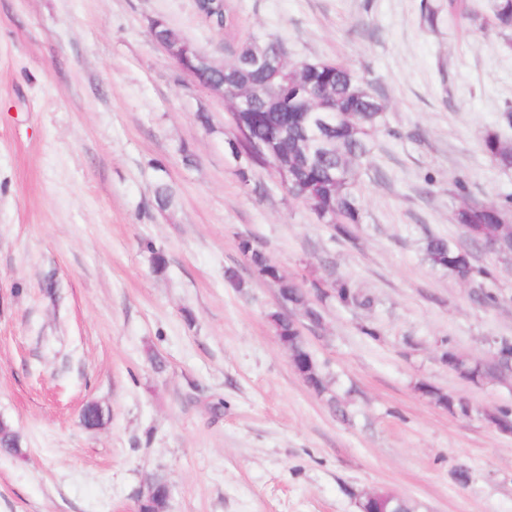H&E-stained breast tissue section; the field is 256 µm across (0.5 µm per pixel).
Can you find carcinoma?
Returning <instances> with one entry per match:
<instances>
[{
  "label": "carcinoma",
  "mask_w": 512,
  "mask_h": 512,
  "mask_svg": "<svg viewBox=\"0 0 512 512\" xmlns=\"http://www.w3.org/2000/svg\"><path fill=\"white\" fill-rule=\"evenodd\" d=\"M197 10L216 31H229L234 26L233 17L221 0L206 3L199 0ZM448 14L468 19L482 29L488 22L501 29H512V0H487L485 9L477 11L468 0H447ZM155 40H184L164 21L155 20L150 25ZM288 44L277 37H250L240 44L233 58L220 67L212 63L193 62L198 82L204 86L233 81L238 92L249 98V108L239 112L232 121L237 136L232 148L239 149L255 163H264L271 142H279L282 154H288L289 194L302 199L318 219L333 225L342 234L348 225L358 224L362 218V198L358 188V172L368 161L373 139L384 119L385 103L373 86L356 76L338 61H316L292 65L285 61L281 67L245 66L243 62L255 53L283 57ZM325 105L336 109L330 125L315 122L316 112L306 108ZM483 150L490 161L499 168L512 169V139L497 132H489L483 140ZM176 191L167 182L155 188L154 202L160 211L169 210L175 202ZM512 208V194L504 196L500 205L481 206L465 203L456 213L457 223L476 229L474 237L487 243L502 235L508 236L512 224L503 212ZM258 273L272 270V263L260 250L247 240L239 244ZM426 260L435 268L448 271L459 279L479 276L492 278L485 268L476 269L469 253L448 240L430 236L425 243ZM279 296L282 302L311 324L321 321V311L295 283L276 273ZM325 298H333L345 308L368 307L371 299L361 294L356 285L346 279H337L329 286ZM276 336L288 348L292 361L306 372L313 388L323 393L327 390L324 377L311 353L306 348L296 321L289 315L272 314ZM496 356L491 364L483 365L486 375L512 370L504 353L512 354V338L502 337L496 342ZM443 360L464 378L477 371L469 359L448 349ZM104 414L96 403L85 406L82 422L93 428L103 424ZM0 451L14 456L22 455L20 438L12 425L0 419ZM168 485L161 479L153 481L152 493L140 500L138 512H166Z\"/></svg>",
  "instance_id": "obj_1"
}]
</instances>
